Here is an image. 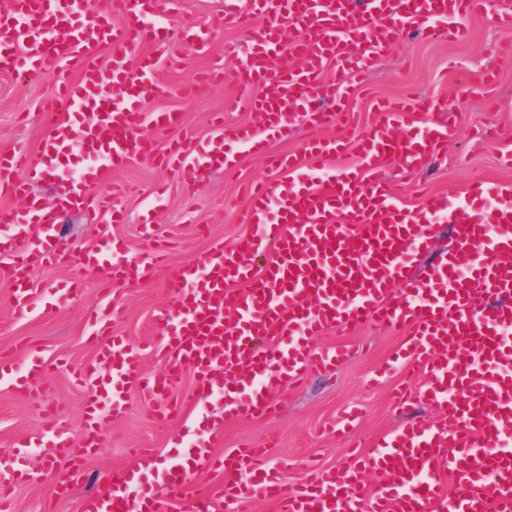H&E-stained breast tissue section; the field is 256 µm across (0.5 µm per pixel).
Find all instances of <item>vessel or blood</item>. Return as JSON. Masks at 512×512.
Returning <instances> with one entry per match:
<instances>
[{"mask_svg": "<svg viewBox=\"0 0 512 512\" xmlns=\"http://www.w3.org/2000/svg\"><path fill=\"white\" fill-rule=\"evenodd\" d=\"M492 3L365 0L358 10L353 0H224L225 26L254 34L234 74L250 94L252 118L236 128L216 119L212 149L181 134L179 112L146 113L141 106L146 91L166 93L154 80L156 66L176 64L178 46L208 51L209 31L157 29L140 12V0L89 8L77 0H9L0 10V74L21 86L44 72L57 76L56 90L42 102L50 129L39 152L0 154V193L24 203L17 211L0 209L18 309L36 305L32 272L61 253L58 225L66 215L96 209L110 223H125L124 210L94 194L108 171L148 158L196 184L216 169L235 173L236 161L219 150L224 141L266 154L269 141L298 117L309 127L341 130L337 138L306 141L299 154L269 156V176L240 212L250 234L215 244L199 261L168 268L167 244L147 213L140 220L146 259L129 258L120 240L83 253L103 294L162 268L171 289L154 316L152 343L166 364L150 375L138 351L113 335L115 308L89 313L96 354L76 374L87 410L82 445L73 448L61 428L53 439L70 474L80 471V458L100 451L128 389L139 388L158 418L182 412L172 392L187 370L193 401L223 393L225 417L276 414L282 387L349 357L348 349L317 345L332 328L408 331L397 358L424 374L416 396L439 412L433 422L393 429L355 463L322 469L299 485L267 465V449L223 456L202 439L165 469L163 497L137 489L134 473L124 469L106 477L81 512H224L228 504L252 512L258 498L274 502L276 512H512V198L496 180L477 177L465 195H432L407 212L379 173L394 159L402 176H413L429 155L446 149L456 133L443 118L446 102L415 94L379 102L366 130L349 112L355 84L400 35L463 41L465 19L481 15L512 30V8ZM144 44L165 52L132 57V48ZM330 64L336 77L327 80ZM152 128L176 131L165 151L149 136ZM348 151L356 167L336 168ZM46 175L56 183L50 208L27 187ZM442 222L454 226L456 242L437 262L421 265ZM47 368L34 360L20 375L2 357L0 379L42 401ZM202 469L222 475L217 494L189 493L190 478ZM369 471L383 475L372 489L364 482ZM31 478L21 457L0 467V488Z\"/></svg>", "mask_w": 512, "mask_h": 512, "instance_id": "obj_1", "label": "vessel or blood"}]
</instances>
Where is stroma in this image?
<instances>
[{
    "label": "stroma",
    "mask_w": 512,
    "mask_h": 512,
    "mask_svg": "<svg viewBox=\"0 0 512 512\" xmlns=\"http://www.w3.org/2000/svg\"><path fill=\"white\" fill-rule=\"evenodd\" d=\"M162 10L169 29L208 26L213 38L208 54L185 52L179 68L161 71L160 78L170 92L161 98L145 97L144 108L177 110L194 138L203 143L213 137L216 113H223L230 125L248 123L250 113L232 83L211 85L205 93L190 98L181 97L178 89L194 83L211 56L223 57L228 67L237 66L252 47L251 33L220 26L224 0H165ZM470 28L471 39L465 44L430 43L413 33L404 35L375 62L351 104L353 119L361 128L372 123L377 100L409 91L447 100L452 108L459 135L442 154L426 159L420 171L409 178L400 176L393 161L381 172L392 183L399 202L414 212L428 194L443 193L451 198L462 194L476 175L512 183V168L500 165L501 152L512 149V59H504L498 52L501 43L512 41V31L497 29L486 17L471 20ZM490 69L498 75L496 82L480 85V75ZM55 84L52 73L25 87L0 75V152L37 153L48 133L40 101L53 93ZM237 154L236 177H225L216 170L198 184H185L178 172L142 158L109 174L103 188L127 211L129 223L111 225L105 215L92 211L71 214L64 222L70 260L43 264L32 275L40 299L52 295L73 276H81L83 294L76 303L51 308L40 302L28 311L15 310L12 285L0 275V351L22 365L35 357L52 361L54 367L45 375V399L59 409L57 418L43 416L38 406L0 384V460L26 451L30 469L39 474L38 480L11 489L12 512H80L82 500L96 490L100 478L135 466L132 451L136 448L152 449L153 462L165 467L200 436L209 440L212 450L224 454L258 447L273 435L277 442L269 462L283 466L288 480L296 483L313 467L330 468L345 461L346 444L334 428L347 406L362 409L363 417L352 432L355 439L369 445L402 421L436 418L435 408L423 401L403 409L395 407L391 392L402 385L401 372H392L377 384L371 380L376 368L393 357L402 343L401 332L374 325L348 335L331 329L322 336V344L347 346L352 351L349 360L334 371L311 373L300 388L282 390L280 409L271 417L223 418L221 399L216 396L187 415H172L163 421L138 390H130L124 412L104 435L102 450L85 461L82 480L72 485L69 496L56 495L55 483L66 467L54 457L51 429L63 428L74 443L82 441L84 392L73 383L71 370L95 353L89 340L87 308L104 300L122 308L112 330L135 347L153 336V316L169 287L168 275L162 270L148 281L117 288L105 299L97 273L81 269L79 257L100 244L104 227L111 236L128 241L130 256H139L137 218L150 207L155 208L156 220L170 239L175 267L200 259L217 242L245 235L249 227L240 223L237 204L244 201L249 184L267 176L268 171L258 156ZM160 186L166 194L159 205L154 192Z\"/></svg>",
    "instance_id": "35a3bbf8"
}]
</instances>
